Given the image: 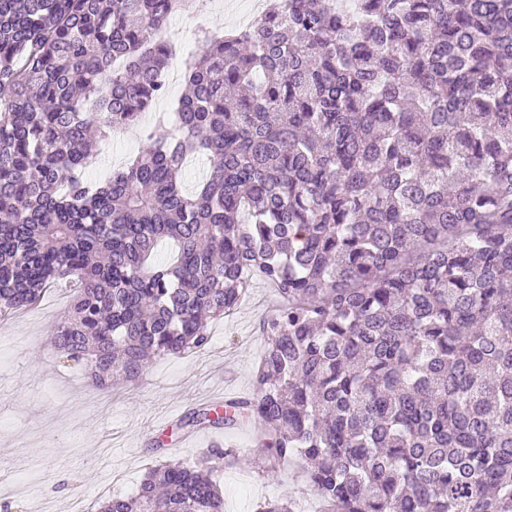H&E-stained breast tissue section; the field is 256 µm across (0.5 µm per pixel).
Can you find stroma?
Here are the masks:
<instances>
[{
	"label": "stroma",
	"mask_w": 512,
	"mask_h": 512,
	"mask_svg": "<svg viewBox=\"0 0 512 512\" xmlns=\"http://www.w3.org/2000/svg\"><path fill=\"white\" fill-rule=\"evenodd\" d=\"M255 2L198 0L192 11L175 14L160 33L175 48L174 65L197 51L203 33L238 30ZM184 90L182 82L172 83L140 123L100 143L89 180H108L113 168L139 154L146 129L158 114L173 112ZM71 293L65 285L51 288L36 308L0 318V357L16 363L0 378V481L11 483L20 474L27 480L0 498L8 512H66L77 497L84 512H96L110 497L133 494L151 466L194 463L217 443L236 455L219 474L224 512H258L263 502L284 496L296 502L299 512H320L322 505L298 476L296 464L269 471L252 423L191 433L181 426L186 413L201 408L203 391L234 397L251 393L265 346L259 323L275 306L262 279H251L234 314L212 322L207 348L155 359L139 383L109 391L94 389L80 362L46 347Z\"/></svg>",
	"instance_id": "1"
}]
</instances>
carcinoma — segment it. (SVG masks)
I'll use <instances>...</instances> for the list:
<instances>
[{"label":"carcinoma","instance_id":"carcinoma-1","mask_svg":"<svg viewBox=\"0 0 512 512\" xmlns=\"http://www.w3.org/2000/svg\"><path fill=\"white\" fill-rule=\"evenodd\" d=\"M193 2L0 0V317L79 283L51 347L107 391L205 349L261 278L252 395L184 426L252 422L324 512H512V0H266L87 181L91 131L166 94L157 32ZM233 459L156 465L99 512H224Z\"/></svg>","mask_w":512,"mask_h":512}]
</instances>
